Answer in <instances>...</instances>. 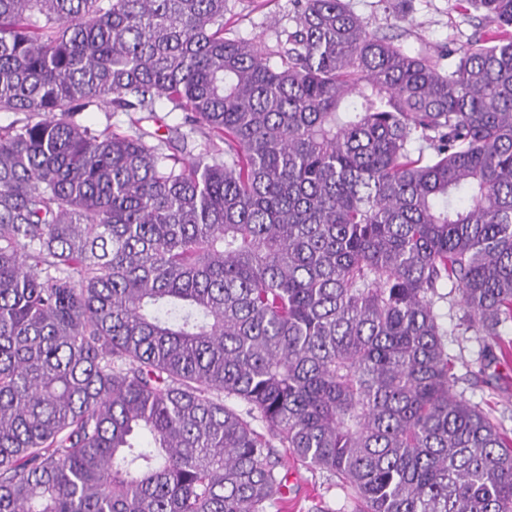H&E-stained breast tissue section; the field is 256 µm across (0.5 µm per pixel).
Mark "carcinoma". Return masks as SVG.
Listing matches in <instances>:
<instances>
[{
	"instance_id": "carcinoma-1",
	"label": "carcinoma",
	"mask_w": 512,
	"mask_h": 512,
	"mask_svg": "<svg viewBox=\"0 0 512 512\" xmlns=\"http://www.w3.org/2000/svg\"><path fill=\"white\" fill-rule=\"evenodd\" d=\"M291 2L267 52L228 0H0V512H266L286 454L363 512H512L437 311L512 357V0L436 57ZM138 115L112 112L111 107L103 105L101 108L93 107L88 112H84L83 120L92 128L99 130L104 129L107 125H112V128L127 130L131 124L130 118Z\"/></svg>"
}]
</instances>
